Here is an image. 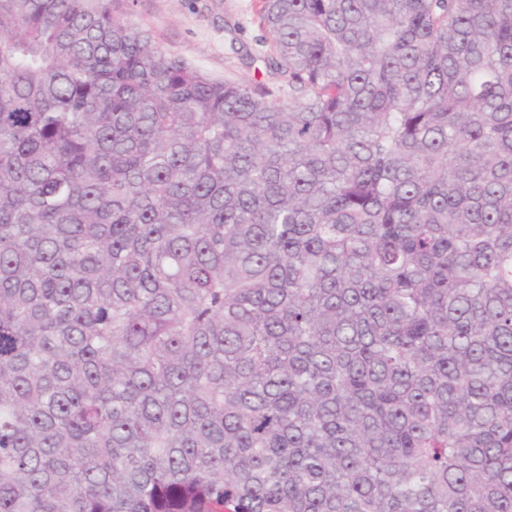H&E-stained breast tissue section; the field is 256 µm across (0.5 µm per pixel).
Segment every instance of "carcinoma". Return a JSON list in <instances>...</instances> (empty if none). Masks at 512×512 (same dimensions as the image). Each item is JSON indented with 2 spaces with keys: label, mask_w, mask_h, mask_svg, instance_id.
I'll return each mask as SVG.
<instances>
[{
  "label": "carcinoma",
  "mask_w": 512,
  "mask_h": 512,
  "mask_svg": "<svg viewBox=\"0 0 512 512\" xmlns=\"http://www.w3.org/2000/svg\"><path fill=\"white\" fill-rule=\"evenodd\" d=\"M261 19L0 0V512H512V0ZM115 1L117 17L211 78L271 82L263 63L271 35L260 20L262 0Z\"/></svg>",
  "instance_id": "1"
}]
</instances>
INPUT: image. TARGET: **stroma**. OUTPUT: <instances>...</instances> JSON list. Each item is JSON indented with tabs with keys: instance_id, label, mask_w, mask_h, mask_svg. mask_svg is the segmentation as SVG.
Returning <instances> with one entry per match:
<instances>
[{
	"instance_id": "35a3bbf8",
	"label": "stroma",
	"mask_w": 512,
	"mask_h": 512,
	"mask_svg": "<svg viewBox=\"0 0 512 512\" xmlns=\"http://www.w3.org/2000/svg\"><path fill=\"white\" fill-rule=\"evenodd\" d=\"M261 6L262 0H116L115 10L211 78L258 83L271 79Z\"/></svg>"
}]
</instances>
